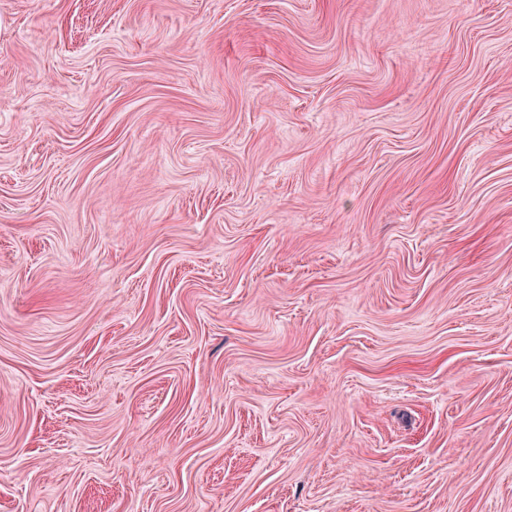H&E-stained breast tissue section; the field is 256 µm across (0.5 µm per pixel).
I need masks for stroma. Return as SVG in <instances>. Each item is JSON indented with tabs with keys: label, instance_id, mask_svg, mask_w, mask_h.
<instances>
[{
	"label": "stroma",
	"instance_id": "obj_1",
	"mask_svg": "<svg viewBox=\"0 0 512 512\" xmlns=\"http://www.w3.org/2000/svg\"><path fill=\"white\" fill-rule=\"evenodd\" d=\"M0 512H512V0H0Z\"/></svg>",
	"mask_w": 512,
	"mask_h": 512
}]
</instances>
